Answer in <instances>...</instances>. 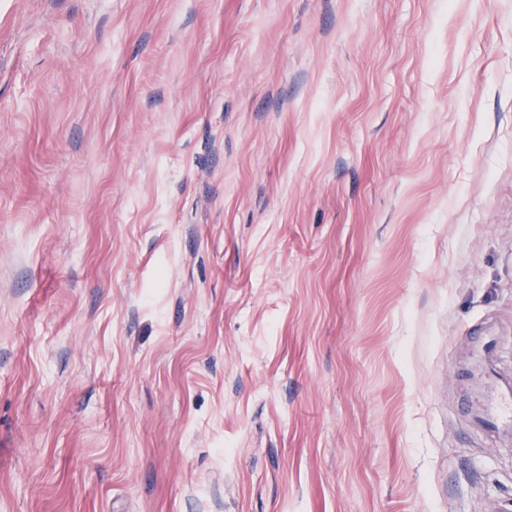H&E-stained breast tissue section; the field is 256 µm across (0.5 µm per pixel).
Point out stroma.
Returning a JSON list of instances; mask_svg holds the SVG:
<instances>
[{"mask_svg": "<svg viewBox=\"0 0 512 512\" xmlns=\"http://www.w3.org/2000/svg\"><path fill=\"white\" fill-rule=\"evenodd\" d=\"M512 0H0V512H512ZM512 423V394L506 393L497 401L488 404L483 424L490 429L498 428L501 424Z\"/></svg>", "mask_w": 512, "mask_h": 512, "instance_id": "stroma-1", "label": "stroma"}]
</instances>
